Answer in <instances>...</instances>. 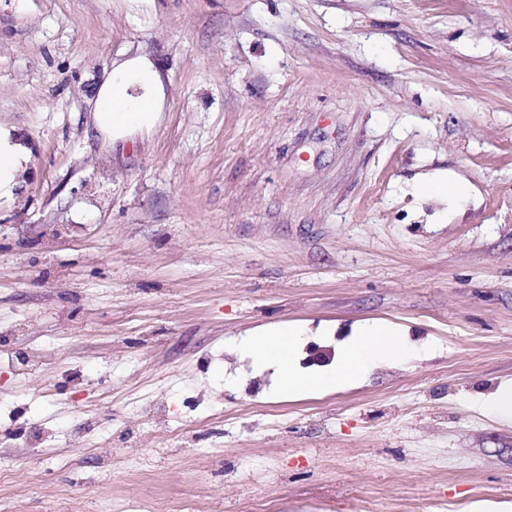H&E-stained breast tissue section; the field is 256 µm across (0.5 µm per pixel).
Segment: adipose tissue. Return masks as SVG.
<instances>
[{"label":"adipose tissue","instance_id":"1","mask_svg":"<svg viewBox=\"0 0 512 512\" xmlns=\"http://www.w3.org/2000/svg\"><path fill=\"white\" fill-rule=\"evenodd\" d=\"M159 88L158 71L148 59L135 58L118 65L97 97L100 130L119 137L151 128L156 120ZM28 159L27 145L11 129L0 126V199L13 197L16 174ZM302 334L301 327L279 326L252 335L242 345L248 356L275 367L282 391L291 396L356 385L373 362H399L410 351L398 329L373 323L362 329L360 338L345 346L334 367L305 374L295 366V349Z\"/></svg>","mask_w":512,"mask_h":512}]
</instances>
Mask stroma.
<instances>
[{"label": "stroma", "mask_w": 512, "mask_h": 512, "mask_svg": "<svg viewBox=\"0 0 512 512\" xmlns=\"http://www.w3.org/2000/svg\"><path fill=\"white\" fill-rule=\"evenodd\" d=\"M139 57L158 120L108 139L98 90ZM0 125L31 150L0 204V425L52 443L0 441V512L512 504L483 408L512 382V0H0ZM436 174L469 193H414ZM373 321L412 354L339 392L281 395L239 347L299 324L301 366Z\"/></svg>", "instance_id": "stroma-1"}]
</instances>
